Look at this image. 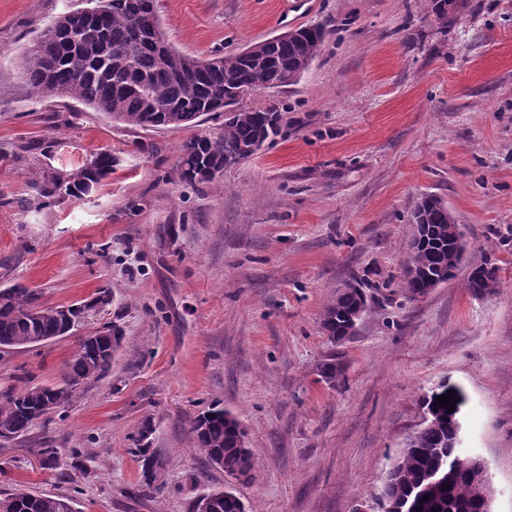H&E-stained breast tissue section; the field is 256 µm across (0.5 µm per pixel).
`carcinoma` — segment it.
I'll list each match as a JSON object with an SVG mask.
<instances>
[{
    "label": "carcinoma",
    "instance_id": "obj_1",
    "mask_svg": "<svg viewBox=\"0 0 512 512\" xmlns=\"http://www.w3.org/2000/svg\"><path fill=\"white\" fill-rule=\"evenodd\" d=\"M96 15L82 10L58 17L41 38L27 50L25 74L36 93L77 100L129 128L145 130L190 127L211 112L224 114V134L195 135L181 147L178 169L182 180L194 184L216 181L224 168L248 159L281 133L278 112L243 110L228 95L231 89L250 84L280 88L298 81L320 52L325 39L321 27L300 28L272 46L262 42L242 51L200 61L186 68L191 57L171 46L162 30L156 0H87ZM167 62H159L161 51ZM162 102L169 112L149 111L150 100ZM117 159L109 150L93 154L83 165L69 171L42 164L32 171L38 204L50 205L95 191L112 174ZM412 223L425 225V239H410L401 288L416 299L431 277L448 282L461 258L448 240V225L455 218L434 197L424 198L412 215ZM479 277L467 281L477 292L497 283L496 267L478 266ZM359 282L348 284L323 310V332L334 336L345 332L348 316L364 301ZM112 305V290L102 287L89 301L47 306L33 289L14 284L0 288V348L30 347L72 333L91 311ZM118 327L83 337L64 363L61 379L49 386H32L19 393H0V441L24 436L31 426L69 401L73 392L105 377L112 369V354L120 347ZM453 390L454 411L437 397ZM465 397L461 389L444 380L422 398L428 421L416 430L399 455L397 481L383 487V499L402 512H478L479 492L463 473L442 482L424 499L420 492L430 472L450 466L462 454L450 448L452 434L461 424ZM152 433L145 420L131 449L142 463L141 489L147 495L163 492L164 483L150 453ZM195 447L205 455H216L221 469L237 478L253 467L252 455L239 446L244 435L231 412L215 405L195 418L191 425ZM0 512H73L69 499L52 495L13 493L0 499Z\"/></svg>",
    "mask_w": 512,
    "mask_h": 512
}]
</instances>
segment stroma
<instances>
[{
	"instance_id": "stroma-1",
	"label": "stroma",
	"mask_w": 512,
	"mask_h": 512,
	"mask_svg": "<svg viewBox=\"0 0 512 512\" xmlns=\"http://www.w3.org/2000/svg\"><path fill=\"white\" fill-rule=\"evenodd\" d=\"M157 0L167 41L206 60L320 25L319 55L292 86L244 104L282 131L213 184L177 171L195 128L128 129L26 82V50L86 0H0V286L47 305L112 304L64 337L0 350V393L58 381L78 341L118 325L103 379L51 422L0 443V496L71 499L74 512H189L230 483L194 449L190 422L236 414L255 460L233 485L248 512H384L385 474L441 380L466 395L462 447L486 460L494 512H512V0ZM111 150L96 191L42 208L29 171L67 170ZM432 195L469 242L465 264L497 269L493 292L466 274L409 300L399 284L411 214ZM362 281L368 306L332 345L325 304ZM335 355V383L319 376ZM150 420L165 490L140 491L131 452ZM59 461L46 466L43 444Z\"/></svg>"
}]
</instances>
